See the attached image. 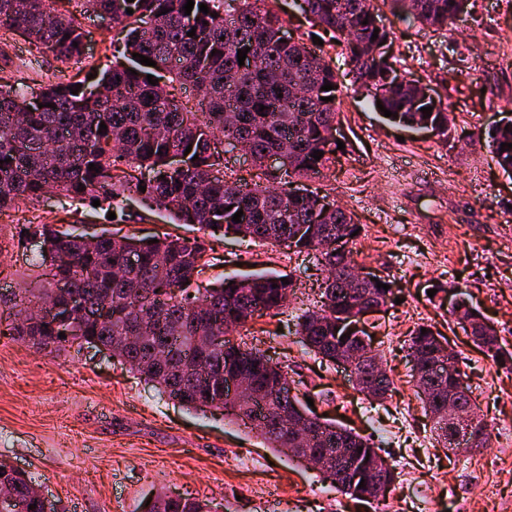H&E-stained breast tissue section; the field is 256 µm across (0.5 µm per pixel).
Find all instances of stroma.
Returning <instances> with one entry per match:
<instances>
[{
	"instance_id": "35a3bbf8",
	"label": "stroma",
	"mask_w": 512,
	"mask_h": 512,
	"mask_svg": "<svg viewBox=\"0 0 512 512\" xmlns=\"http://www.w3.org/2000/svg\"><path fill=\"white\" fill-rule=\"evenodd\" d=\"M390 54L407 79L447 105V137L387 122L362 91L344 89L336 137L344 144L309 189L346 208L364 231L352 258L389 281L395 299L365 320L392 392L371 401L344 369L321 362L294 334L296 318L320 300L322 266L296 254L233 236L214 242L203 286L231 273L273 270L291 276L294 293L278 314L254 317L240 335L279 363L311 398L318 415L369 437L398 475L388 500L395 512H512V367L478 348L450 312L463 298L512 350V176L488 151L484 134L512 120V0H469L445 29L380 6ZM84 65L105 68L118 29L85 21ZM79 64V65H82ZM79 65L39 52L23 37L0 34V75L32 88L68 81ZM115 224L105 210L71 206L56 192L0 215V315L15 291L40 280L20 242L25 224H61L148 238H193L140 197ZM432 325L457 351L463 380L491 432L489 447L452 454L435 441L416 393L410 333ZM0 459L44 488L58 512H143L157 491L208 499L224 512H381L336 493L322 473L268 448L234 418L169 400L109 354L67 348L61 354L0 338Z\"/></svg>"
}]
</instances>
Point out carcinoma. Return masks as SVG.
<instances>
[{
    "label": "carcinoma",
    "mask_w": 512,
    "mask_h": 512,
    "mask_svg": "<svg viewBox=\"0 0 512 512\" xmlns=\"http://www.w3.org/2000/svg\"><path fill=\"white\" fill-rule=\"evenodd\" d=\"M55 2L0 0V29L66 63L84 55L86 31L78 15L92 9L112 15V24L126 32L127 63L38 92L0 76V212L36 200L52 187L77 201L107 204L118 223L125 216V198L136 194L175 224L284 244L297 253L318 250L326 272L322 304L298 317L295 334L333 364L339 355L357 350L356 388L369 398L385 397L391 391L387 374L374 381L367 372L382 365V356L370 343L348 334L354 323L348 292L351 245L358 239L354 232L359 224L346 209L304 185L276 182L265 165L268 156L286 146L288 173L298 178L319 177L328 166L337 142L328 146L326 141L336 127L341 84L324 57L300 39L284 38V20L261 8L260 0H194L189 15L183 10L187 0H75L77 15L55 9ZM295 2L324 32L335 34L354 83L367 90L372 106L380 103L393 112L389 121L448 135V109L410 89L387 59L389 32L378 25L373 0ZM387 2L422 25L442 28L468 0ZM201 3L209 12L200 11ZM128 8L133 13H126ZM163 8L168 13H161ZM191 30L195 35L189 37ZM247 47L253 63L241 66L238 50ZM134 53L156 66L139 63ZM149 74L156 84H149ZM170 80L196 85L199 96L177 99L167 89ZM327 82L334 89L321 90ZM79 83L81 89L71 94ZM32 99L37 100L32 110L15 111L17 103ZM423 107L432 108V115L422 113ZM102 123L107 129L101 132ZM219 135L250 153L256 169L251 181L229 186L224 151L215 146ZM485 142L499 167L512 174V148H501L512 143V121L486 131ZM316 150L323 152L318 160L311 157ZM171 154L185 155V167L171 168ZM91 163L99 171L88 169ZM141 184L146 191L138 189ZM239 210L243 216L236 223L233 215ZM27 230L29 237L42 239L32 265L47 266L49 280L43 288L15 295L17 312L0 319V338L27 340L50 353L74 343L109 347L168 398L195 410L235 416L257 430L268 447L292 459L303 457L307 448L331 455L338 448H360V460H379L386 484H393L394 471L369 439L311 411L307 440L295 442L288 431L289 414L302 405L293 382L263 353L231 338L255 315L282 309L294 282L256 273L226 279L219 291L197 288L192 294L189 287L209 266L212 251L203 238L164 234L151 244L130 237L115 245L102 234L91 246L83 236L54 225H29ZM338 238L346 250L336 248ZM49 302L69 304V314H40ZM457 312L471 321L474 342L497 363L512 366V351L499 344L496 329L476 308L461 299ZM424 328V334L419 327L412 332L411 355L456 364L449 344L430 325ZM229 377L245 386L244 399L224 396L222 386ZM422 380L431 386L424 409L437 442L453 450L469 437L448 420V402L472 406L468 389L433 370ZM329 463L336 491L358 501H386L384 495L358 488L345 462L332 457ZM34 489L31 477L0 460V494L9 498L4 512L14 503L41 512ZM151 512H213V506L159 493Z\"/></svg>",
    "instance_id": "obj_1"
}]
</instances>
